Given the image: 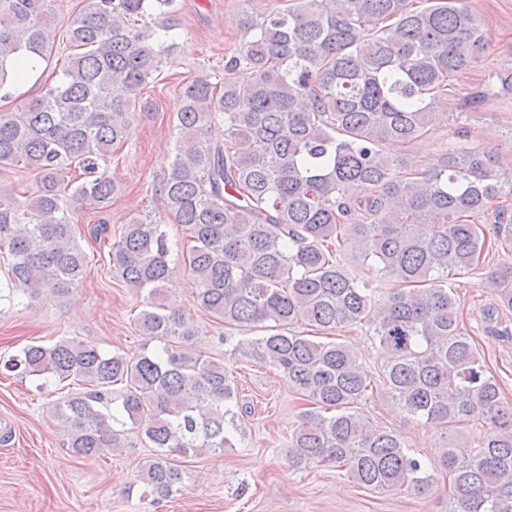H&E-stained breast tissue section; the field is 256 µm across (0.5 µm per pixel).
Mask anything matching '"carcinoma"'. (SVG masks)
<instances>
[{
    "mask_svg": "<svg viewBox=\"0 0 512 512\" xmlns=\"http://www.w3.org/2000/svg\"><path fill=\"white\" fill-rule=\"evenodd\" d=\"M174 0H83L67 24L68 53L54 83L15 112H0V168L37 174L31 188L0 187V254L10 284L63 301L84 279L80 208L104 210L120 192L98 162L124 143L143 90L170 47L151 21ZM51 0H0V98L50 60ZM224 63V78L180 92V136L161 208L184 230V273L197 307L258 335L236 349L268 363L305 397L289 443L296 463L344 468L375 492L425 493L424 458L376 427L360 404L380 387L411 419L448 435L476 424L472 453L440 447L448 512H512V402L462 326L449 275L480 270L489 247L480 219L504 211L512 175L495 150H461L419 172L386 147L408 146L434 126L452 78L488 50L482 19L464 0H298L255 19ZM224 118V144L207 130ZM85 180L73 185L71 171ZM109 235L113 278L142 295L135 321L153 351L107 353L77 339L31 344L3 369L85 392L57 400L53 416L75 456L146 442L140 472L160 501L181 491L180 460L232 446L247 413L224 364L195 349L200 326L165 305L173 269L161 225L133 218ZM375 263L398 287L387 295L351 279L341 256ZM497 307L512 310V264L492 273ZM369 332L389 357L368 377L345 342ZM122 425L123 429L116 428ZM130 428H124V425Z\"/></svg>",
    "mask_w": 512,
    "mask_h": 512,
    "instance_id": "obj_1",
    "label": "carcinoma"
}]
</instances>
